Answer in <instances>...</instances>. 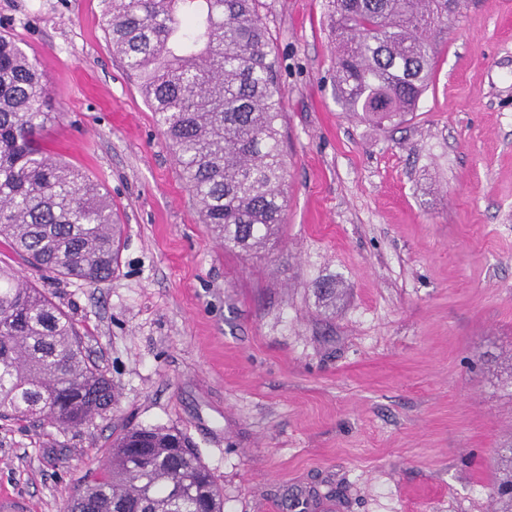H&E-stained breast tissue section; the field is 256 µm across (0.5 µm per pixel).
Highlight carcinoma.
<instances>
[{
    "instance_id": "carcinoma-1",
    "label": "carcinoma",
    "mask_w": 512,
    "mask_h": 512,
    "mask_svg": "<svg viewBox=\"0 0 512 512\" xmlns=\"http://www.w3.org/2000/svg\"><path fill=\"white\" fill-rule=\"evenodd\" d=\"M259 0H107L112 53L133 72L202 223L247 255L280 239L288 198L285 89ZM336 96L378 125L426 90L448 0H329ZM49 92L37 62L0 34V243L59 276L112 279L120 242L103 188L42 145ZM114 402L74 321L0 263V419L66 428ZM499 512H512V448L498 449ZM63 512H224V495L178 432L135 427L112 442Z\"/></svg>"
}]
</instances>
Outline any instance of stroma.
Segmentation results:
<instances>
[{"instance_id":"1","label":"stroma","mask_w":512,"mask_h":512,"mask_svg":"<svg viewBox=\"0 0 512 512\" xmlns=\"http://www.w3.org/2000/svg\"><path fill=\"white\" fill-rule=\"evenodd\" d=\"M285 87L288 202L245 256L201 224L105 0H0L38 64L52 155L97 180L120 261L90 288L0 258L75 321L115 405L0 420V502L61 512L127 426L178 430L224 512H494L512 446V0H462L404 124L348 114L328 0H261ZM330 282L336 300L317 287Z\"/></svg>"}]
</instances>
